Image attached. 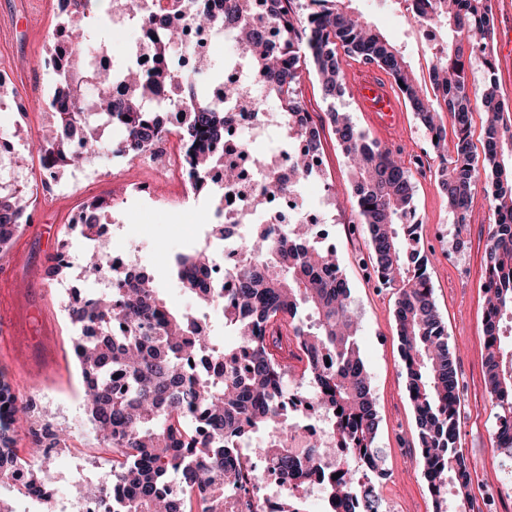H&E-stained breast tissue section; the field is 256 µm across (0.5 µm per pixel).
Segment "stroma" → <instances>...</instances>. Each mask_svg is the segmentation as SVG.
<instances>
[{
  "label": "stroma",
  "instance_id": "35a3bbf8",
  "mask_svg": "<svg viewBox=\"0 0 512 512\" xmlns=\"http://www.w3.org/2000/svg\"><path fill=\"white\" fill-rule=\"evenodd\" d=\"M344 2L405 54L419 80H426L423 32L399 13L393 0ZM491 8L495 16L492 56L497 95L503 106L512 107V65L503 56L505 41L512 34V6L506 0H491ZM111 10V0H95L96 16L107 23L105 45L111 57H125L135 49L138 31L131 25L110 23ZM58 22L54 0H0V71L6 72L16 96L27 98L30 105L26 113L0 110V134L19 135L20 154L25 159L17 172L7 165L0 167V176L55 196L52 208H29L28 221L56 226L57 237L66 242L69 254L83 255L92 246L74 231L72 214L93 197L120 191V183L112 178L117 166H124L129 180L146 179L148 173L136 163L125 164L104 153L95 162L64 169L52 180L41 181L38 149L52 125L48 103L55 80L38 71L32 58L46 43L45 31ZM301 90L306 109L321 126L322 181L332 188L325 194L322 207L325 222L336 237L337 256L358 317V347L370 376L379 421L377 445L389 474L382 488V503L394 507L395 512H437L414 445L415 414L401 369L394 317L396 296L380 287L374 275L370 240L351 205L350 170L327 123L326 103L313 75L302 74ZM405 117L404 128L385 147L401 160L414 180V204L422 222L420 246L430 259L434 301L446 325L448 341L456 350L462 390L460 439L470 469L480 477L475 492L481 495L497 490L502 480V457L491 437L494 409L485 379L486 298L481 288L492 212L479 186L472 192L468 224H453L437 177L438 154L415 112L406 111ZM178 190L177 182L157 183L153 186L154 200L124 204L123 226L108 247L123 250L135 246L141 267L153 276L167 304L177 312L196 315L201 306L179 286L173 260L176 254L191 252L201 243L199 231L207 227L217 199L212 193H199L193 207L183 212L159 205V197ZM1 259L10 264L12 280L18 284L50 266V243L23 231L8 249L0 251ZM64 281L71 291L67 300L46 288L22 291L0 281V313L11 323L9 333L0 335V372L22 371L43 387L49 395L46 412L50 419L70 430V448L56 458L48 476L55 490L65 496L89 475L109 480L112 451L99 446L85 419L80 403L81 377L71 350L74 330L65 310L68 300L81 301L91 295L94 281L76 267L69 269Z\"/></svg>",
  "mask_w": 512,
  "mask_h": 512
}]
</instances>
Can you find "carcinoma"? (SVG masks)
I'll return each mask as SVG.
<instances>
[{
  "mask_svg": "<svg viewBox=\"0 0 512 512\" xmlns=\"http://www.w3.org/2000/svg\"><path fill=\"white\" fill-rule=\"evenodd\" d=\"M65 15L62 38L51 45L58 70L49 106L55 130L39 148L40 163L50 169L79 167L92 161L99 144V126L123 132L122 154L137 156L153 139L164 137L165 116L152 111L154 90L189 85L209 102L181 113L179 131L191 146L200 175H205L228 142L224 104L265 111L279 103L288 116V139L303 147L293 158L300 177L322 154L320 132L300 97L302 70L314 73L327 102L326 116L349 162L353 203L372 245L378 283L396 294L395 321L402 370L416 421V439L428 488L441 512H467L471 500L470 468L460 442L461 389L448 332L433 299L429 258L420 250L414 183L392 153L371 141L336 109L346 91L344 58L377 66L402 83L398 90L439 150L446 128L437 112L453 122L454 153L441 156L439 184L448 197L455 223H468L472 191L481 174L490 178L494 224L487 239L485 279L489 289L484 320L487 351L485 376L494 419L501 430L494 445L512 460V347L502 342L500 318L512 313V120L496 99V78L490 56L482 57L484 80L468 82L475 50L493 40L489 0H434L431 8L448 30V40L428 48L433 61L432 85L439 93L434 105L399 49L376 28L341 6V0H224V20L244 17L237 31L233 64L246 67L254 83L218 80L214 93H204L197 76L213 69L199 49L176 54L180 45L219 27L204 0H154L149 16L162 30L154 46L140 43L136 51L150 68H128L107 60L103 26L92 12ZM97 90L91 104L74 102L76 89ZM480 107L484 123V157L474 151L472 116ZM282 193L272 178L252 196L251 206L265 207L268 196ZM28 187L0 186V251L15 239ZM85 210L78 231L91 238L100 218L112 211V199L99 198ZM241 251L246 265L232 287L208 288L189 279V269L211 263L208 251L175 256L182 287L207 308H218L224 325L238 342L224 350L203 334L200 321L174 312L146 273L137 287L116 288L69 309L76 333L72 348L83 384V406L91 428L112 449L109 482L78 500L101 497L107 512H239L238 493L249 491V477L238 464V449L250 435L292 426L288 420L287 387L294 366L303 365L301 380L315 386V404L341 409L338 431L344 447L353 450L340 477L323 486L324 498L344 512H382L381 498L371 485H359V472L381 470L377 448V414L371 383L357 344V321L350 288L341 274L336 252L311 239L307 226L283 229L255 224ZM334 362L325 365L323 352ZM0 384V465L18 457L12 433L25 415L9 405ZM323 449L280 448L273 443L254 449L271 460L282 478L318 470ZM177 477L178 495L165 484Z\"/></svg>",
  "mask_w": 512,
  "mask_h": 512,
  "instance_id": "carcinoma-1",
  "label": "carcinoma"
}]
</instances>
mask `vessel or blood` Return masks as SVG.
I'll return each instance as SVG.
<instances>
[{"instance_id": "1", "label": "vessel or blood", "mask_w": 512, "mask_h": 512, "mask_svg": "<svg viewBox=\"0 0 512 512\" xmlns=\"http://www.w3.org/2000/svg\"><path fill=\"white\" fill-rule=\"evenodd\" d=\"M350 89L377 133L387 135L400 130L404 122L403 109L384 74L373 69L355 70Z\"/></svg>"}]
</instances>
